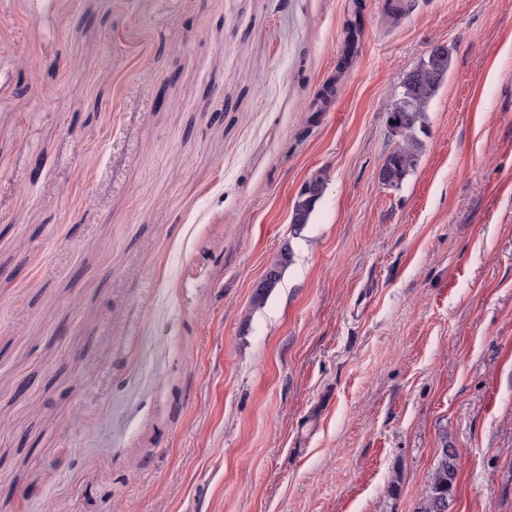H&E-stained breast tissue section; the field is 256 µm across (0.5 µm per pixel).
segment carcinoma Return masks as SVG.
Instances as JSON below:
<instances>
[{
	"instance_id": "carcinoma-1",
	"label": "carcinoma",
	"mask_w": 512,
	"mask_h": 512,
	"mask_svg": "<svg viewBox=\"0 0 512 512\" xmlns=\"http://www.w3.org/2000/svg\"><path fill=\"white\" fill-rule=\"evenodd\" d=\"M451 64V55L446 48H438L427 55L417 67L411 70L415 78L405 76L402 92L393 102L389 117L395 119L400 133L399 145L391 152L382 167L392 179V184L401 185L418 161L423 148L421 135L425 134V113L436 90L443 83ZM319 185L306 194H298L292 207L291 223L301 226L309 223L319 201L322 199L326 179L318 177ZM292 253L282 255L281 259L267 271L262 282L252 296V306L264 305L271 291L281 281ZM458 452L454 448L444 447L424 488L418 512H448L452 498V489L456 475Z\"/></svg>"
}]
</instances>
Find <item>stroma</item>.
I'll use <instances>...</instances> for the list:
<instances>
[{"label":"stroma","instance_id":"obj_1","mask_svg":"<svg viewBox=\"0 0 512 512\" xmlns=\"http://www.w3.org/2000/svg\"><path fill=\"white\" fill-rule=\"evenodd\" d=\"M446 445L512 512V0H0V512H416ZM433 49L427 58L406 74L402 81V92L393 102L388 115L389 128L392 117L396 126L400 127V133L395 137L400 144L391 152L381 169L388 174L394 185L384 178L381 180L380 174L381 182L389 189L401 186L417 164L423 148L421 135L426 133L424 118L428 104L443 83L451 64L448 48L439 47L434 52ZM411 74L416 75L414 79H410ZM317 180L323 185L322 188L316 186L309 193H298L292 207L291 224L303 226L309 223L319 201L324 195L327 184L324 176H319ZM292 251L291 248L288 247V253H284L281 259L267 271L262 282L256 287V290L252 296V306L260 307L263 306L271 291L277 286V284L281 281L282 273L287 263L291 262Z\"/></svg>","mask_w":512,"mask_h":512}]
</instances>
